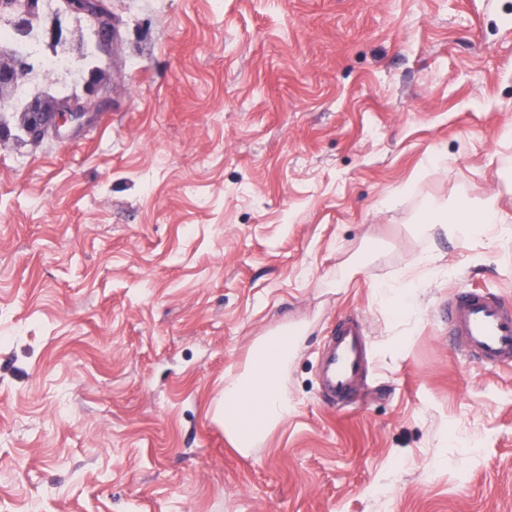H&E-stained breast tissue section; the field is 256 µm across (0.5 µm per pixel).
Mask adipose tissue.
<instances>
[{"instance_id": "obj_1", "label": "adipose tissue", "mask_w": 512, "mask_h": 512, "mask_svg": "<svg viewBox=\"0 0 512 512\" xmlns=\"http://www.w3.org/2000/svg\"><path fill=\"white\" fill-rule=\"evenodd\" d=\"M428 211L450 235L477 237L497 231L502 221L494 201H462L447 207L430 202ZM298 348L297 337L280 330L254 343L245 369L224 379V434L237 450L262 443L292 410L281 373Z\"/></svg>"}]
</instances>
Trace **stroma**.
I'll list each match as a JSON object with an SVG mask.
<instances>
[{
  "label": "stroma",
  "mask_w": 512,
  "mask_h": 512,
  "mask_svg": "<svg viewBox=\"0 0 512 512\" xmlns=\"http://www.w3.org/2000/svg\"><path fill=\"white\" fill-rule=\"evenodd\" d=\"M112 12L105 111L0 142V512H512V366L437 309L512 300V242L419 234L432 200L512 223V0ZM348 316L342 408L318 359ZM284 327L294 409L245 455L224 377ZM358 325L351 320L336 324L330 331L323 356L324 397L333 405L348 402L352 388L364 372L366 354Z\"/></svg>",
  "instance_id": "1"
}]
</instances>
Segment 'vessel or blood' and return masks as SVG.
<instances>
[{"label":"vessel or blood","mask_w":512,"mask_h":512,"mask_svg":"<svg viewBox=\"0 0 512 512\" xmlns=\"http://www.w3.org/2000/svg\"><path fill=\"white\" fill-rule=\"evenodd\" d=\"M448 335L468 358L491 366H512V302L479 288L456 289L448 299ZM366 354L351 320L330 331L323 357L324 397L343 404L364 372Z\"/></svg>","instance_id":"obj_1"}]
</instances>
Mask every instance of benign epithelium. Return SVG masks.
<instances>
[{
  "instance_id": "benign-epithelium-1",
  "label": "benign epithelium",
  "mask_w": 512,
  "mask_h": 512,
  "mask_svg": "<svg viewBox=\"0 0 512 512\" xmlns=\"http://www.w3.org/2000/svg\"><path fill=\"white\" fill-rule=\"evenodd\" d=\"M65 9L73 14L83 15L96 25L99 32L97 50L105 51L112 46V15L106 0H64ZM0 7L13 12V22L19 34L28 32L30 21L36 16L38 0H0ZM49 45L60 52L76 53L84 59L89 53L86 45H75L63 35L62 28L52 26L48 30ZM32 70L26 59L18 56L13 49L0 45V103L18 105L17 93L20 79ZM106 105L90 98L74 94L68 98H39L31 100L18 111L20 120L15 126L0 113V141L25 134L31 139H41L48 134L57 135L66 126L81 128L92 123Z\"/></svg>"
}]
</instances>
